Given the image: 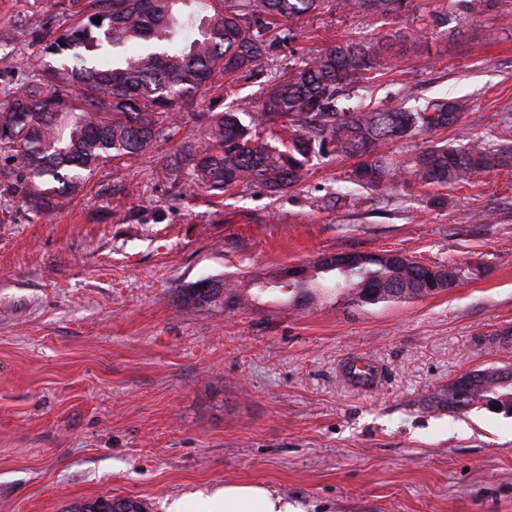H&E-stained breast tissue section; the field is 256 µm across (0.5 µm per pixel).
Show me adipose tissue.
<instances>
[{"mask_svg":"<svg viewBox=\"0 0 512 512\" xmlns=\"http://www.w3.org/2000/svg\"><path fill=\"white\" fill-rule=\"evenodd\" d=\"M203 512H299L259 483L229 482L209 496Z\"/></svg>","mask_w":512,"mask_h":512,"instance_id":"ef3b65f1","label":"adipose tissue"}]
</instances>
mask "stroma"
Instances as JSON below:
<instances>
[{
  "label": "stroma",
  "mask_w": 512,
  "mask_h": 512,
  "mask_svg": "<svg viewBox=\"0 0 512 512\" xmlns=\"http://www.w3.org/2000/svg\"><path fill=\"white\" fill-rule=\"evenodd\" d=\"M76 0H0V85L39 62ZM423 30L416 57L377 71L338 109L461 100L460 121L387 147L410 165L438 142L501 136L512 122V0L470 17L454 0H410L395 17L325 0L293 40L274 42L265 78L292 52L392 29ZM454 38H446L448 30ZM258 83L216 81L193 110L258 109ZM174 142L98 168L65 209L38 216L0 193V512H65L126 496L147 512H198L227 482H260L301 512H512V414L433 412L463 373L512 367V166L445 189L348 183L354 158L313 157L272 195L171 188L155 171ZM134 186L115 202L112 186ZM396 251L470 268L452 290L358 307L287 296L193 309L204 278L248 281L328 253ZM382 368L370 391L340 364Z\"/></svg>",
  "instance_id": "35a3bbf8"
}]
</instances>
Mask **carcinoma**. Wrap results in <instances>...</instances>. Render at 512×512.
Masks as SVG:
<instances>
[{"instance_id":"cac0c4a2","label":"carcinoma","mask_w":512,"mask_h":512,"mask_svg":"<svg viewBox=\"0 0 512 512\" xmlns=\"http://www.w3.org/2000/svg\"><path fill=\"white\" fill-rule=\"evenodd\" d=\"M325 0H88L64 30L45 46L53 59L0 101V191L20 196L29 209L48 216L61 209L102 165L154 151L190 117L196 94L215 79L250 78L264 71L274 26L318 11ZM480 16L499 0H460ZM407 0H336L349 14L397 15ZM101 18L96 24L93 19ZM415 50L420 36L397 31L369 41L343 39L324 51L293 58L264 89L262 107L238 106L209 114L197 137L181 142L158 170L174 187L195 185L224 192L261 186L275 195L302 182L311 158L326 150L365 161L353 182L385 189L408 177L430 187L464 186L488 169L512 163V149L483 138L461 148L436 143L408 170L391 167L380 151L420 133L457 124L455 98L415 108L339 112L348 88L369 82L391 55L392 42ZM140 45L135 56L125 48ZM280 125L281 145L259 128ZM427 264L405 255L363 254L344 271L310 270L288 291L295 305L340 294L359 307L410 302L446 291L423 280ZM282 275L252 278L242 285L214 278L212 292L200 282L184 289L192 308L235 305L244 295L280 293ZM467 398L454 384L428 400L433 411L464 413L474 406L512 414V386L503 388L495 369L471 372Z\"/></svg>"}]
</instances>
